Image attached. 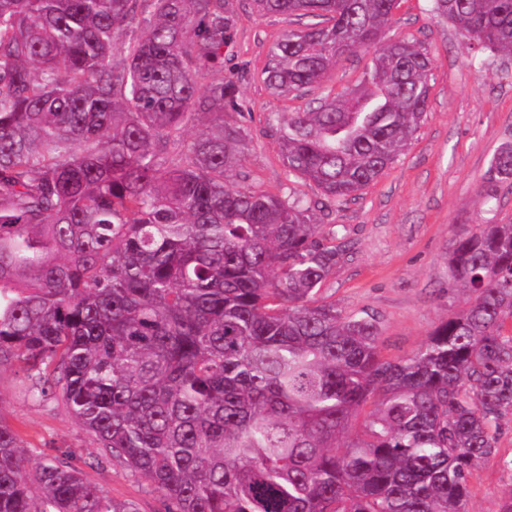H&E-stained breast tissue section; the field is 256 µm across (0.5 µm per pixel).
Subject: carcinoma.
I'll use <instances>...</instances> for the list:
<instances>
[{
    "label": "carcinoma",
    "instance_id": "1",
    "mask_svg": "<svg viewBox=\"0 0 512 512\" xmlns=\"http://www.w3.org/2000/svg\"><path fill=\"white\" fill-rule=\"evenodd\" d=\"M226 2L0 0V367L23 363L31 397L62 403L102 457L146 477L159 512H468L472 472L512 415V223L453 238L466 306L412 355L383 358L376 318L322 291L345 245L314 214L411 143L432 58L385 39L399 0H253L261 17L317 19L270 47L278 96L358 48L375 56L355 95L267 118L288 175L322 199L233 188ZM434 9L512 57V0ZM508 182L512 142L478 195ZM0 512L138 510L64 455L28 470L0 421Z\"/></svg>",
    "mask_w": 512,
    "mask_h": 512
}]
</instances>
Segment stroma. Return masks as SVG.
I'll return each instance as SVG.
<instances>
[{"label": "stroma", "instance_id": "35a3bbf8", "mask_svg": "<svg viewBox=\"0 0 512 512\" xmlns=\"http://www.w3.org/2000/svg\"><path fill=\"white\" fill-rule=\"evenodd\" d=\"M237 33L224 50V75L236 78L242 107L224 114L244 131L241 162L230 183L256 191L318 199L309 181L288 175L279 144L265 131L272 112L305 111L367 78L374 51L361 48L337 61L325 81L302 96L281 97L264 84L261 70L271 45L307 18L257 16L251 0H233ZM389 37L416 40L433 58L427 114L412 144L385 173L355 198L319 214L324 231L344 230L348 247L324 285L343 313L373 314L381 325L386 359L411 355L441 322L465 305L449 287L448 249L456 234L493 219L512 221V186L484 203L478 189L490 161L512 141V59L469 49L456 28L437 16L433 0H400ZM0 420L18 430L42 455L68 453L85 479L139 512H157L151 482L116 463L93 465L92 437L54 400L27 390L23 364L0 368ZM497 454L471 478L470 512H499L512 493V419L497 433Z\"/></svg>", "mask_w": 512, "mask_h": 512}]
</instances>
